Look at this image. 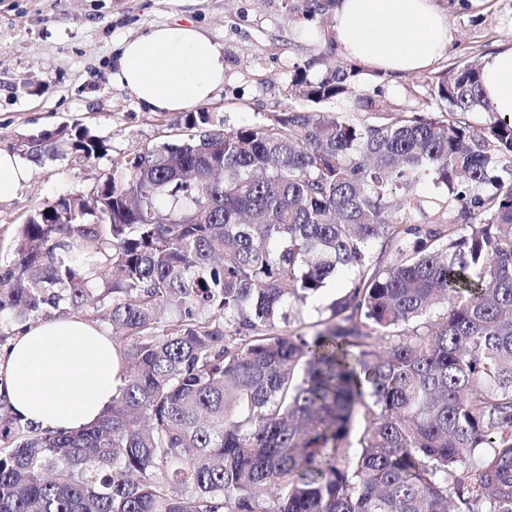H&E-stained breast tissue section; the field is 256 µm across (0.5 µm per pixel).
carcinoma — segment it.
Masks as SVG:
<instances>
[{
	"label": "carcinoma",
	"instance_id": "obj_1",
	"mask_svg": "<svg viewBox=\"0 0 512 512\" xmlns=\"http://www.w3.org/2000/svg\"><path fill=\"white\" fill-rule=\"evenodd\" d=\"M318 63L290 71L299 105L184 112L21 225L0 316L106 309L120 383L72 431L0 404V512H512V122L466 62L432 80L434 116L365 96L373 119H341L357 68ZM18 146L108 152L68 125ZM340 270L315 334L288 331Z\"/></svg>",
	"mask_w": 512,
	"mask_h": 512
}]
</instances>
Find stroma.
I'll return each mask as SVG.
<instances>
[{"label":"stroma","instance_id":"stroma-1","mask_svg":"<svg viewBox=\"0 0 512 512\" xmlns=\"http://www.w3.org/2000/svg\"><path fill=\"white\" fill-rule=\"evenodd\" d=\"M296 0H0V148L16 150L20 136L82 124L103 137L106 157H72L32 165L19 194L0 202V262L11 259L19 227L45 202L69 194L92 196L113 159L172 137L177 115L141 106L112 78L124 40L172 23H191L224 47V84L208 111L241 126L259 121L290 100L293 64L335 55L308 32L330 29L332 16L310 21ZM451 39L429 69L398 77L359 74L335 110L356 119V98L378 93L381 107L407 104L431 113L426 84L460 61L484 63L512 47V0H436Z\"/></svg>","mask_w":512,"mask_h":512}]
</instances>
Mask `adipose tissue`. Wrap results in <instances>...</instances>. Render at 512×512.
Here are the masks:
<instances>
[{
    "label": "adipose tissue",
    "mask_w": 512,
    "mask_h": 512,
    "mask_svg": "<svg viewBox=\"0 0 512 512\" xmlns=\"http://www.w3.org/2000/svg\"><path fill=\"white\" fill-rule=\"evenodd\" d=\"M331 36L369 70L420 72L447 48V16L434 0H336ZM117 78L151 111L208 102L224 83V49L194 25L171 24L128 40ZM481 80L498 115L512 117V48L486 58ZM119 382L112 338L76 318L33 322L0 351V403L21 423L70 431L96 421Z\"/></svg>",
    "instance_id": "obj_1"
}]
</instances>
